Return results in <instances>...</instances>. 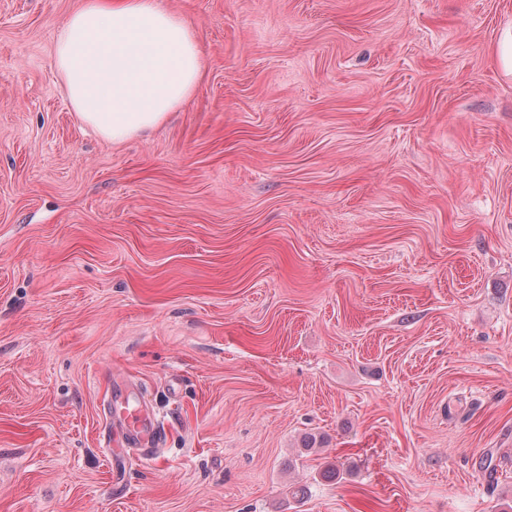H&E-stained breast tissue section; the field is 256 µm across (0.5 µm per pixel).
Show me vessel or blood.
Instances as JSON below:
<instances>
[{
	"label": "vessel or blood",
	"mask_w": 512,
	"mask_h": 512,
	"mask_svg": "<svg viewBox=\"0 0 512 512\" xmlns=\"http://www.w3.org/2000/svg\"><path fill=\"white\" fill-rule=\"evenodd\" d=\"M110 436L107 447L122 452L128 449L152 453L161 443V421L137 401L126 385L111 381L107 399Z\"/></svg>",
	"instance_id": "vessel-or-blood-1"
}]
</instances>
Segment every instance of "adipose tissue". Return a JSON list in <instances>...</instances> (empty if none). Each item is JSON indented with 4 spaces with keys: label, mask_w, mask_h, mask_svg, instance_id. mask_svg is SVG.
<instances>
[{
    "label": "adipose tissue",
    "mask_w": 512,
    "mask_h": 512,
    "mask_svg": "<svg viewBox=\"0 0 512 512\" xmlns=\"http://www.w3.org/2000/svg\"><path fill=\"white\" fill-rule=\"evenodd\" d=\"M55 63L75 112L114 143L164 121L201 73L190 27L156 0H84L58 34Z\"/></svg>",
    "instance_id": "adipose-tissue-1"
}]
</instances>
